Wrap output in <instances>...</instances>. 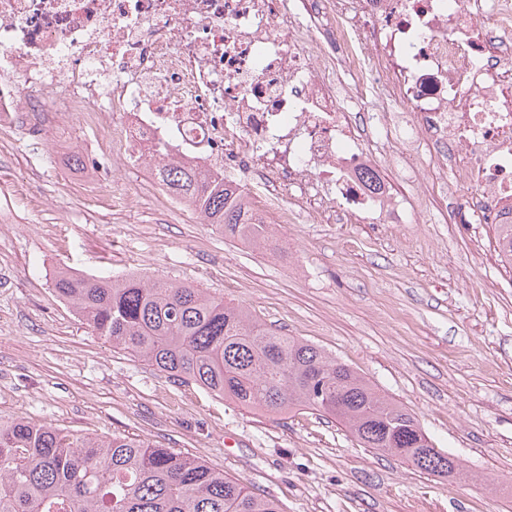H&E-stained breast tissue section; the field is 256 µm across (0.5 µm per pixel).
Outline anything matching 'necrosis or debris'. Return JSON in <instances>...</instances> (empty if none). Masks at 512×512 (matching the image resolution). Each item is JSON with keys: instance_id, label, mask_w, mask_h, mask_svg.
I'll list each match as a JSON object with an SVG mask.
<instances>
[{"instance_id": "4bbe7bcc", "label": "necrosis or debris", "mask_w": 512, "mask_h": 512, "mask_svg": "<svg viewBox=\"0 0 512 512\" xmlns=\"http://www.w3.org/2000/svg\"><path fill=\"white\" fill-rule=\"evenodd\" d=\"M511 57L512 0H0V116L224 173L275 224L290 196L407 223L365 183L383 143L420 195L431 164L466 190L461 223L511 224Z\"/></svg>"}]
</instances>
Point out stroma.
I'll use <instances>...</instances> for the list:
<instances>
[{
    "label": "stroma",
    "mask_w": 512,
    "mask_h": 512,
    "mask_svg": "<svg viewBox=\"0 0 512 512\" xmlns=\"http://www.w3.org/2000/svg\"><path fill=\"white\" fill-rule=\"evenodd\" d=\"M103 143L0 130V416L135 435L277 499L283 512H512V266L489 224H272L258 250L170 200L149 168L113 182ZM61 268L191 283L365 375L465 480L361 447L311 410L270 415L112 348L55 293Z\"/></svg>",
    "instance_id": "obj_1"
}]
</instances>
